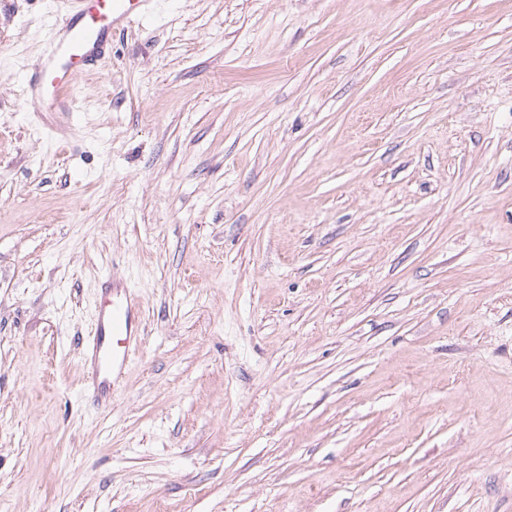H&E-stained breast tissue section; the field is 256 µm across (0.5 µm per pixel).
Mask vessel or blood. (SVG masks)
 Returning a JSON list of instances; mask_svg holds the SVG:
<instances>
[{
    "mask_svg": "<svg viewBox=\"0 0 512 512\" xmlns=\"http://www.w3.org/2000/svg\"><path fill=\"white\" fill-rule=\"evenodd\" d=\"M159 0H60L52 21L51 48L28 76L23 106L49 114L48 128L64 132L73 122L80 79L97 67L117 30L150 17ZM139 301L123 279L107 275L93 323L84 339L82 366L94 390L112 400L143 342Z\"/></svg>",
    "mask_w": 512,
    "mask_h": 512,
    "instance_id": "vessel-or-blood-1",
    "label": "vessel or blood"
}]
</instances>
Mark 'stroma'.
I'll use <instances>...</instances> for the list:
<instances>
[{"mask_svg":"<svg viewBox=\"0 0 512 512\" xmlns=\"http://www.w3.org/2000/svg\"><path fill=\"white\" fill-rule=\"evenodd\" d=\"M48 11L0 0V512H512V0H163L66 143ZM124 281L112 274L106 276L82 349L83 370L91 374L94 391L104 398V408L112 405L144 339L139 301Z\"/></svg>","mask_w":512,"mask_h":512,"instance_id":"obj_1","label":"stroma"}]
</instances>
